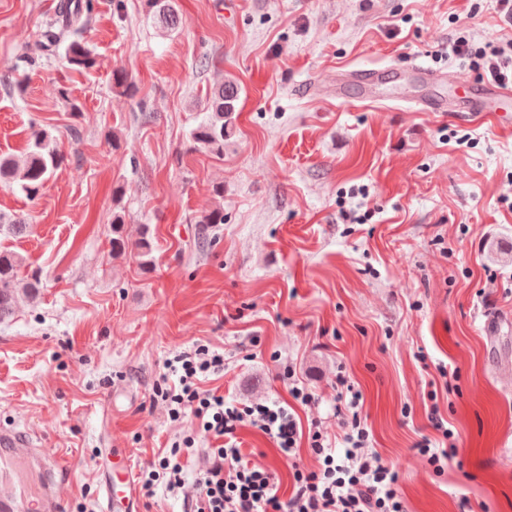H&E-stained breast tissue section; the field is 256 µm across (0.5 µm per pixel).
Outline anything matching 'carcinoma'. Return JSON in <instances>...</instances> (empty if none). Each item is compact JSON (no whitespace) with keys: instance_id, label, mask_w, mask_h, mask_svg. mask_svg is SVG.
<instances>
[{"instance_id":"carcinoma-1","label":"carcinoma","mask_w":512,"mask_h":512,"mask_svg":"<svg viewBox=\"0 0 512 512\" xmlns=\"http://www.w3.org/2000/svg\"><path fill=\"white\" fill-rule=\"evenodd\" d=\"M146 6L159 23L170 32L182 25L176 0H145ZM90 10V4H76L74 0H61L56 20L42 34L39 48L54 52L66 44L65 57L69 67L78 72L89 71L96 66V58L80 38L83 31L82 15ZM112 89L131 95L136 91L134 83L121 68L112 70ZM240 88L233 80L222 81L213 86L206 96L205 115L192 130L194 144L220 158L224 156V139L234 127L235 112L238 111ZM65 162V155L54 145L44 130L32 134V146L22 160L0 156V181L15 183L29 199L37 197L46 182ZM199 224L224 223V207L217 203L205 210L197 220ZM110 252L116 258L131 257L140 269L153 265L152 245L148 231L130 242L124 234L121 215L112 218ZM42 288L41 272L26 265L22 256L15 252L0 250V321L11 316L18 307L20 298L34 299Z\"/></svg>"}]
</instances>
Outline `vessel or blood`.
Here are the masks:
<instances>
[{"instance_id":"vessel-or-blood-1","label":"vessel or blood","mask_w":512,"mask_h":512,"mask_svg":"<svg viewBox=\"0 0 512 512\" xmlns=\"http://www.w3.org/2000/svg\"><path fill=\"white\" fill-rule=\"evenodd\" d=\"M352 82L371 87L384 80H396L385 66L350 70ZM507 85L489 82L448 105L440 96L421 102L420 109L441 116L454 113L477 124H499L500 115L487 110L493 92H507ZM68 461L60 454L35 447L25 432L0 429V512H28L30 499H37L40 512H61L60 484ZM102 512H137L132 481V464L126 449L116 448L101 482Z\"/></svg>"}]
</instances>
